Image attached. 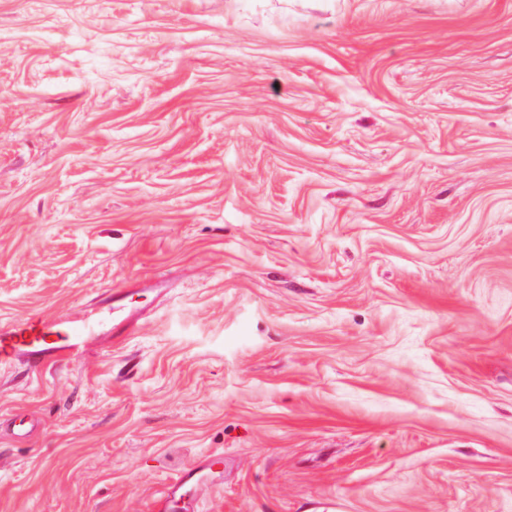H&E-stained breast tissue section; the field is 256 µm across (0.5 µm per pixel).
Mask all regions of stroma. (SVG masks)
<instances>
[{
	"instance_id": "1",
	"label": "stroma",
	"mask_w": 512,
	"mask_h": 512,
	"mask_svg": "<svg viewBox=\"0 0 512 512\" xmlns=\"http://www.w3.org/2000/svg\"><path fill=\"white\" fill-rule=\"evenodd\" d=\"M31 314L0 512H512V0H0ZM89 322L64 323L45 316H30L0 323V361L10 362L20 353L27 354L34 365L51 358L78 352L93 336ZM223 461V452L212 453L204 461L180 472L162 489L158 502L159 509L163 512H198L200 498L196 494H191V491L203 480V472L206 469H211ZM180 490L183 493L176 499V493Z\"/></svg>"
}]
</instances>
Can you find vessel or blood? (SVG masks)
<instances>
[{
    "label": "vessel or blood",
    "mask_w": 512,
    "mask_h": 512,
    "mask_svg": "<svg viewBox=\"0 0 512 512\" xmlns=\"http://www.w3.org/2000/svg\"><path fill=\"white\" fill-rule=\"evenodd\" d=\"M91 334L92 326L85 321L64 323L36 315L1 322L0 361L6 363L24 353L37 365L51 358L71 355L81 349ZM223 461V453H213L176 475L160 493V512H199L200 499L195 489L204 471Z\"/></svg>",
    "instance_id": "1"
}]
</instances>
